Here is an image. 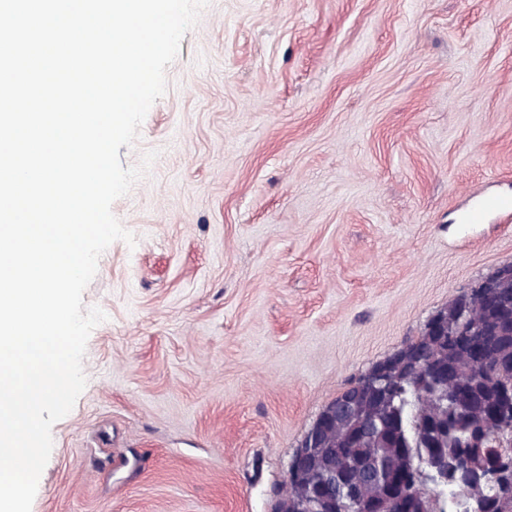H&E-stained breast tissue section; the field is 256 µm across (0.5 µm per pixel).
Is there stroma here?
<instances>
[{
  "mask_svg": "<svg viewBox=\"0 0 512 512\" xmlns=\"http://www.w3.org/2000/svg\"><path fill=\"white\" fill-rule=\"evenodd\" d=\"M123 167L31 512H274L320 411L512 264V0H210Z\"/></svg>",
  "mask_w": 512,
  "mask_h": 512,
  "instance_id": "35a3bbf8",
  "label": "stroma"
}]
</instances>
